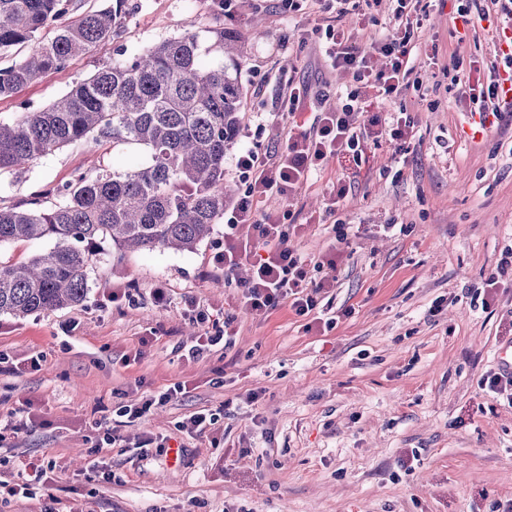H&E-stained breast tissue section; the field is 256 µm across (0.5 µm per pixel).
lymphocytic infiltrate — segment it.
Segmentation results:
<instances>
[{"mask_svg":"<svg viewBox=\"0 0 512 512\" xmlns=\"http://www.w3.org/2000/svg\"><path fill=\"white\" fill-rule=\"evenodd\" d=\"M395 2L396 32L375 40L365 49L343 23L350 10L359 9L361 0H310L319 11H335L338 22L325 29L324 52L333 65L351 71L354 86L346 91L341 109L316 113L309 132L289 137L280 156L247 147L234 157L235 171L246 189L224 211V248L216 254L215 262L228 275L240 265L249 264V276L241 281L240 288L243 302L252 313L264 315L286 305L297 316L314 315L318 296L325 288L324 283L310 276L308 260L288 245L295 225L281 223L278 215L259 213L258 199L281 195L306 184L329 157L347 153L357 158L365 143H393L406 140L411 134L406 118L388 121L381 113H368L365 107L368 94L393 99L421 86L420 81L410 78L409 58L413 23L425 14L426 7L423 0ZM379 56L385 58V66L376 65ZM185 391V384H171L146 393L137 403L121 406L115 418L96 421V430L103 433L102 446L89 451L84 470L86 482L101 487L112 481V468L101 454L102 447L125 451L133 448L140 458H148L143 444H129L123 427Z\"/></svg>","mask_w":512,"mask_h":512,"instance_id":"obj_1","label":"lymphocytic infiltrate"}]
</instances>
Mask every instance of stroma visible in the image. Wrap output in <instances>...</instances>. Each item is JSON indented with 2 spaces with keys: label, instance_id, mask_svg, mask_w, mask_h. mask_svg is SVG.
I'll list each match as a JSON object with an SVG mask.
<instances>
[{
  "label": "stroma",
  "instance_id": "35a3bbf8",
  "mask_svg": "<svg viewBox=\"0 0 512 512\" xmlns=\"http://www.w3.org/2000/svg\"><path fill=\"white\" fill-rule=\"evenodd\" d=\"M458 0H431L410 58L425 95L370 98L373 112L406 111L411 139L367 145L360 160L332 157L303 187L261 199L259 211L293 213L302 224L288 244L315 258L333 244L334 221L350 224L335 267L315 278L339 319L307 324L286 306L264 316L223 287L214 256L224 226L190 252H130L98 263L80 307L0 316V420L26 419L27 433L0 447V478L20 463L54 459L52 495L76 512H512V407L479 389L512 343V276L490 306L475 287L512 247V112L475 126L459 98L472 60L503 63L489 26L463 30ZM118 36L61 70L0 99V122L45 107L102 65L182 34L189 25L225 26L244 45L238 80L240 129L224 157L227 203L243 194L232 160L260 145L285 149L272 123L286 81L308 90L293 135L309 131L317 97L341 108L351 74L332 67L321 36L330 14L290 16L278 0H127ZM455 76L443 74L453 59ZM145 157L127 145L84 142L21 172L0 174V204L51 201L79 171L120 170ZM346 197L334 201L333 190ZM167 302L156 305L155 288ZM132 289L134 303H114ZM236 318L227 349L183 359L199 311ZM144 358H137V350ZM43 355L42 367L25 370ZM184 382L188 394L123 430L127 439L163 437L170 451L141 460L112 449L114 478L90 495L82 474L98 438L93 420L148 391ZM261 392L249 404V391ZM219 412L212 436L190 437L178 421Z\"/></svg>",
  "mask_w": 512,
  "mask_h": 512
}]
</instances>
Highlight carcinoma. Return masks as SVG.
Here are the masks:
<instances>
[{"label":"carcinoma","mask_w":512,"mask_h":512,"mask_svg":"<svg viewBox=\"0 0 512 512\" xmlns=\"http://www.w3.org/2000/svg\"><path fill=\"white\" fill-rule=\"evenodd\" d=\"M72 0H0V54L32 51L0 69V99L60 70L116 33L126 0L69 17ZM188 29L76 82L63 96L0 122V171L87 138L135 146L148 160L124 171L79 172L49 205H0V244L46 240L26 262H0V315L25 317L83 304L90 274L128 252H189L224 219V153L237 136L244 92L233 71L236 32ZM218 51L228 61L208 63Z\"/></svg>","instance_id":"obj_1"}]
</instances>
